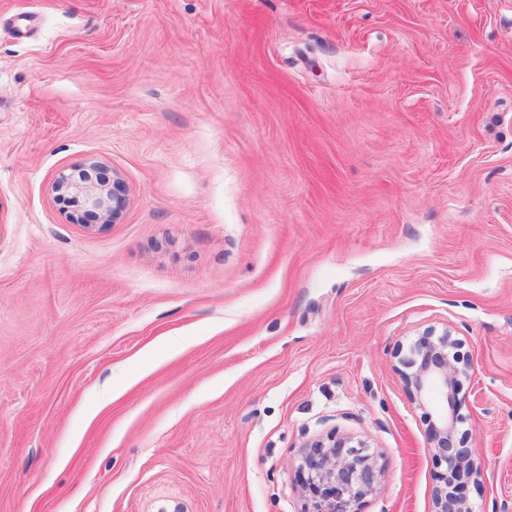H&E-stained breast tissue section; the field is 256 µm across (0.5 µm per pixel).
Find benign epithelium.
<instances>
[{"label": "benign epithelium", "instance_id": "7a95c632", "mask_svg": "<svg viewBox=\"0 0 512 512\" xmlns=\"http://www.w3.org/2000/svg\"><path fill=\"white\" fill-rule=\"evenodd\" d=\"M53 188L58 200L72 209L78 224L95 221L115 222L125 209L127 198L123 183L109 176L106 166L87 161L71 172H60ZM463 342L449 330L436 333L424 329L409 353L396 350L402 383L422 409V423L430 441L429 450L440 484L434 490L435 512H471L466 496L468 486L480 485L483 475L481 456L467 447L469 432L460 431L465 421L460 413L466 398L461 396L463 379L468 377L469 356L462 352ZM448 406V414L438 415L429 409L432 394ZM380 470L362 442L333 431L301 449L297 483L301 499L300 512H361V501L379 483Z\"/></svg>", "mask_w": 512, "mask_h": 512}]
</instances>
